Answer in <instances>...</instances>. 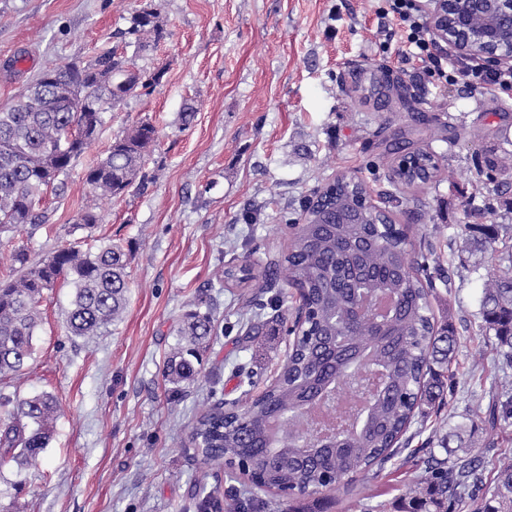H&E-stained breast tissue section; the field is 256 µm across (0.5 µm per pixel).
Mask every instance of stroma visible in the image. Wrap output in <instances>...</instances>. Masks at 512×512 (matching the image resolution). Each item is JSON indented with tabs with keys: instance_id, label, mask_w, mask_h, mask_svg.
I'll use <instances>...</instances> for the list:
<instances>
[{
	"instance_id": "35a3bbf8",
	"label": "stroma",
	"mask_w": 512,
	"mask_h": 512,
	"mask_svg": "<svg viewBox=\"0 0 512 512\" xmlns=\"http://www.w3.org/2000/svg\"><path fill=\"white\" fill-rule=\"evenodd\" d=\"M383 0H0V109L42 71L87 61L122 46L119 34L138 11L158 13L166 35L147 54L122 46L135 67L165 75L148 95L105 113L98 138L78 158L61 191L47 194L48 221L0 234V280L15 277L7 257L31 260L59 247L121 246L129 301L100 336L69 335L73 288L44 291L34 354L19 375L0 379V397L48 394L59 410L39 467L0 469V505L23 512H199L196 481L240 512L241 481L203 464L189 443L200 412L215 401L247 402L280 371L288 355L295 292L269 294L259 332L246 336L224 286V267L262 270L288 245V226L316 189L346 174L371 198L386 196L395 155L387 141L412 135L436 153L440 177L409 189L399 205L410 255L431 245L432 310L460 340L438 411L417 416L401 454L353 484L327 493L326 512H399L408 486L457 425L472 454L512 453V429H491L484 409L492 386L512 383L479 331L483 277L497 268L495 250L473 252L461 228L463 207L494 225L512 246V169L481 173L512 146V99L466 95L395 54L397 26L380 16ZM390 73L400 95L388 106L364 98L356 83ZM194 105L183 125L181 112ZM422 121H414V113ZM152 122L158 139L149 182L107 200L83 176L128 128ZM91 206L97 224L78 226ZM210 311L217 337L203 352L194 382L173 390L165 354L183 314Z\"/></svg>"
}]
</instances>
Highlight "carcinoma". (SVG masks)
<instances>
[{
    "label": "carcinoma",
    "instance_id": "1",
    "mask_svg": "<svg viewBox=\"0 0 512 512\" xmlns=\"http://www.w3.org/2000/svg\"><path fill=\"white\" fill-rule=\"evenodd\" d=\"M124 37L140 52L153 50L164 38L157 13L137 12ZM126 63L114 49L84 66H58L0 109V233L46 223L44 194L62 187V177L91 146L81 132L101 127L108 108L93 100L76 107L75 97L109 83L103 91L114 108L150 92L164 74H135ZM156 140L151 122L138 123L87 169L86 183L110 198L144 184ZM432 157L419 149L409 172L392 170L396 192L421 186L426 171L439 170ZM366 197L360 180L336 178L322 189V203L293 224L287 249L268 262L265 274L255 276L244 264L224 271L225 281L256 295L272 289L275 272L287 271V283L304 291L308 316L278 377L247 402L244 417L217 405L197 418L191 442L204 462L242 457L264 485H290L299 496L311 497L330 473L339 488L390 461L416 412L442 399L458 340L431 309L428 254L410 259L402 229L389 215L377 223ZM9 261L21 275L0 281V377L19 374L32 358L44 290L59 282L74 289L67 314L73 336L97 335L126 308V260L118 246L94 252L60 248L36 263L15 249ZM501 261L504 266L484 277L480 331L506 369L512 367V253ZM212 331L209 314H186L167 357L169 383L195 377L192 360ZM56 413V401L47 394L16 401L0 419V469L35 464L52 439ZM487 422L493 429L512 426V389L492 392ZM487 470L493 487L479 504ZM426 473L406 493L404 512H452L468 502L473 512H512V462L489 470L462 447L446 461H433Z\"/></svg>",
    "mask_w": 512,
    "mask_h": 512
}]
</instances>
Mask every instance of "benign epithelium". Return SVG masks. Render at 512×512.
Returning <instances> with one entry per match:
<instances>
[{
    "mask_svg": "<svg viewBox=\"0 0 512 512\" xmlns=\"http://www.w3.org/2000/svg\"><path fill=\"white\" fill-rule=\"evenodd\" d=\"M436 45L494 65L512 63V0H430Z\"/></svg>",
    "mask_w": 512,
    "mask_h": 512,
    "instance_id": "obj_1",
    "label": "benign epithelium"
}]
</instances>
